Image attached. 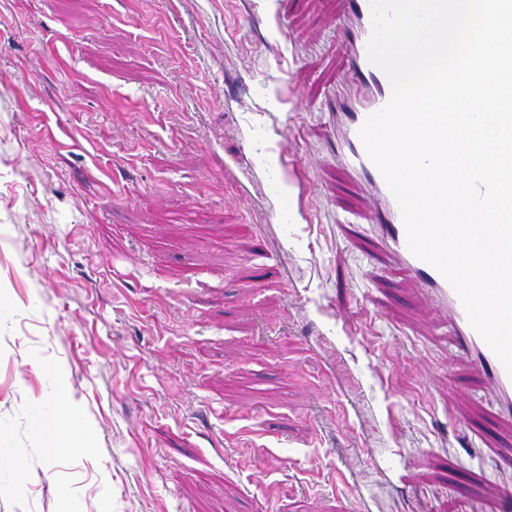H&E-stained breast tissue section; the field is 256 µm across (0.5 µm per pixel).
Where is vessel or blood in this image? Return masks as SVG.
<instances>
[{"mask_svg": "<svg viewBox=\"0 0 512 512\" xmlns=\"http://www.w3.org/2000/svg\"><path fill=\"white\" fill-rule=\"evenodd\" d=\"M332 26L349 40V73L360 87L358 98L348 102L343 114V157L377 195V226L382 243L397 258L400 267L414 277L435 309L445 316L461 350L480 370L487 389L495 398L500 416L512 422V376L471 326L459 296L448 281L437 269L410 251L399 205L380 170L367 156L359 137L366 118L381 110L391 97L387 77L367 58V42L372 29L369 0H346L343 13L336 16Z\"/></svg>", "mask_w": 512, "mask_h": 512, "instance_id": "1", "label": "vessel or blood"}]
</instances>
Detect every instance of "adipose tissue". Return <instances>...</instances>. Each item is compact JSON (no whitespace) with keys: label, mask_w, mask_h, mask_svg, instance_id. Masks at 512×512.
Instances as JSON below:
<instances>
[{"label":"adipose tissue","mask_w":512,"mask_h":512,"mask_svg":"<svg viewBox=\"0 0 512 512\" xmlns=\"http://www.w3.org/2000/svg\"><path fill=\"white\" fill-rule=\"evenodd\" d=\"M31 434L47 459L74 452L84 441V432L74 409L64 396L40 403L31 423Z\"/></svg>","instance_id":"adipose-tissue-1"}]
</instances>
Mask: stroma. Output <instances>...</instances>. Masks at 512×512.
I'll return each instance as SVG.
<instances>
[{"label":"stroma","mask_w":512,"mask_h":512,"mask_svg":"<svg viewBox=\"0 0 512 512\" xmlns=\"http://www.w3.org/2000/svg\"><path fill=\"white\" fill-rule=\"evenodd\" d=\"M345 0H0V512H470L512 425L336 158ZM52 359L54 372L41 362ZM63 394L82 448L46 460ZM31 434L49 460L81 448L85 437L74 409L62 395L36 407Z\"/></svg>","instance_id":"35a3bbf8"}]
</instances>
